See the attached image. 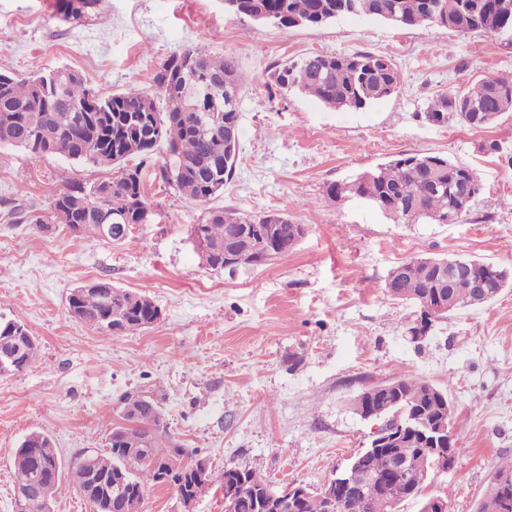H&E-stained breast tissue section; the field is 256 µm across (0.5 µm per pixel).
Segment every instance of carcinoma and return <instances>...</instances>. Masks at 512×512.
Masks as SVG:
<instances>
[{"label":"carcinoma","mask_w":512,"mask_h":512,"mask_svg":"<svg viewBox=\"0 0 512 512\" xmlns=\"http://www.w3.org/2000/svg\"><path fill=\"white\" fill-rule=\"evenodd\" d=\"M102 0H56V11L66 21L81 23L96 12ZM235 16L251 17L264 13L278 27H318L330 20L356 11L383 19L402 28L426 24H444L448 29L467 34L482 32L495 36L512 31V13L499 9V0H237ZM169 76L155 73L152 82L157 97L130 89L103 97L88 87L82 76L69 75L70 68L37 71L29 76H9L0 82V144L28 151L39 158L58 155L99 167H116L118 174L90 188L72 186L57 194L54 210L58 221L67 226L80 224L79 240L98 233L99 225L127 216L131 223H150L153 209L143 197L139 169L121 164L133 156L152 157L155 148L166 142L170 158L164 170L186 197L205 207L206 216L198 234L207 245L197 248L205 265L224 270L227 235L236 230L246 238L236 243L245 254L248 266H259L268 256L285 257L299 240L301 225L290 220L272 223L267 215H241L209 206L210 201L231 178L224 171V135L233 131L240 138L237 121L241 88L249 76L239 68L232 53L218 56L204 47H190L174 53L161 65ZM215 79L224 80L221 95L223 112L220 123L205 131L211 119L203 118V102L185 90L188 85L204 86ZM277 86L286 91L295 88L335 109H361L392 95L400 75L384 57L367 52L323 56L316 62L304 57L275 74ZM503 112H512V80L487 77L454 94L437 97L429 106L427 118L443 122L456 115L464 124L481 129ZM481 192V185L468 167L455 164L440 154H406L376 170L366 172L349 186L334 183L327 187L328 198L337 200L346 194L369 197L374 207L386 216L405 224L427 221L447 223L448 215L470 207ZM451 259L427 257L402 263L393 299L409 301L418 315L408 328L415 337L418 324L433 333L448 314L465 307L485 304L498 296L489 288H478L474 279L484 276L509 278L504 268L477 260H466L473 276L456 280L452 287L440 288L435 282L438 266ZM72 318L104 333L113 326L129 333L144 329L159 318V309L145 294L112 287L103 292L88 291L68 298ZM19 352L14 370L20 372L37 362L39 348L34 336L21 323L0 319V351ZM393 386L392 406L383 410V419L400 416L420 422L444 420L454 426V408L448 391L423 378L401 377ZM119 423L108 435L106 450H87L68 468L80 494L93 506V512H113V502L143 494L150 487L170 485L175 491L196 492L195 450L185 447L168 430L161 408L144 403L128 412L118 409ZM47 431H33L17 448L12 465L15 482L13 495L26 497L35 484L55 494L58 483L42 467V460L54 448ZM407 463L399 475L390 469V459L381 452L368 453L358 460L359 481L377 488L369 497L358 494L343 501L341 512H398L384 496V489L397 483L396 490L407 499L423 505L428 479L440 456L455 457L457 441L436 446L406 435L400 443ZM224 476L241 478L242 496L233 512H258L256 498L270 487L263 477L246 468L224 470ZM512 478V460L500 466L488 483L476 512H506L512 482L497 483L499 477Z\"/></svg>","instance_id":"obj_1"}]
</instances>
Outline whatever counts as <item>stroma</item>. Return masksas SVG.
<instances>
[{
    "label": "stroma",
    "mask_w": 512,
    "mask_h": 512,
    "mask_svg": "<svg viewBox=\"0 0 512 512\" xmlns=\"http://www.w3.org/2000/svg\"><path fill=\"white\" fill-rule=\"evenodd\" d=\"M196 46L235 54L250 78L236 167L214 206L280 212L306 234L265 265L208 269L191 232L202 210L166 179L159 151L141 173L155 218L136 228L138 244L75 241L56 218L57 193L113 169L0 145V318L24 324L39 345L37 364L0 377V512H14L12 459L26 435L48 431L71 464L104 448L123 394L148 388L170 432L209 465L212 485L196 512H224L231 467L279 489L318 487L376 427L352 412V398L402 376L447 389L454 406L460 450L427 494L446 498L448 512H475L512 458V284L419 342L406 333L415 307L384 284L394 267L426 256L512 268V112L481 129L426 117L463 79H512V34L399 28L354 14L280 29L228 15L224 0H103L77 24L56 16L54 0H0V73L67 66L104 95L148 92L171 54ZM354 52L390 60L397 91L361 110L334 109L273 80L304 57ZM406 153L473 170L482 191L455 223L404 224L363 199L326 197L328 184ZM95 278L146 294L161 318L112 336L74 320L68 297Z\"/></svg>",
    "instance_id": "35a3bbf8"
}]
</instances>
